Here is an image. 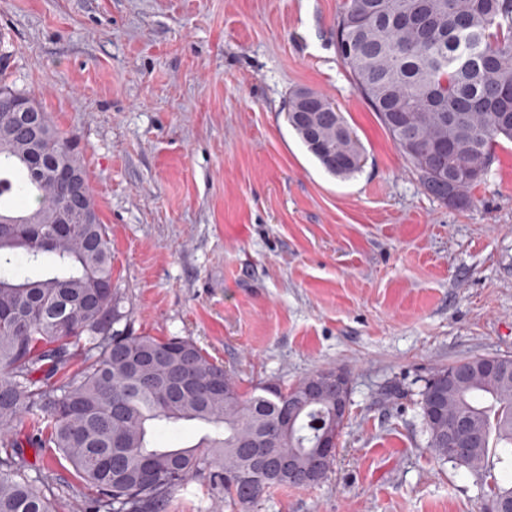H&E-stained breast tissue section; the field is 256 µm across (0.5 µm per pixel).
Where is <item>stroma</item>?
<instances>
[{"label": "stroma", "mask_w": 512, "mask_h": 512, "mask_svg": "<svg viewBox=\"0 0 512 512\" xmlns=\"http://www.w3.org/2000/svg\"><path fill=\"white\" fill-rule=\"evenodd\" d=\"M344 0H0V79L77 143L134 333L193 339L242 387L350 380L333 471L254 512H486L435 458L436 368L512 356V142L474 202L427 194L336 49ZM298 88L365 153L328 174L286 120Z\"/></svg>", "instance_id": "1"}]
</instances>
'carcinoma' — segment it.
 Wrapping results in <instances>:
<instances>
[{
    "label": "carcinoma",
    "instance_id": "1",
    "mask_svg": "<svg viewBox=\"0 0 512 512\" xmlns=\"http://www.w3.org/2000/svg\"><path fill=\"white\" fill-rule=\"evenodd\" d=\"M357 17L363 23H349ZM336 46L423 189L452 207L472 205L496 147L512 142V0H345ZM320 98L316 144L290 115L288 124L326 171L348 178L362 168L361 145ZM43 118L42 155L56 169H83L74 144ZM47 172L0 135V217L14 220L0 223V512H56L60 500L87 512H167L207 469L212 490L250 512L272 488L325 479L338 448L321 452L319 443L336 442L344 423L333 415L336 390L309 387L335 369L244 390L189 338L116 328L126 315L106 227L75 216L66 235L54 234L50 217L64 199ZM16 197L33 206L13 210ZM135 358L149 369L134 371ZM217 375L220 390L211 387ZM418 405L436 458L478 476L512 466L511 355L437 368ZM26 415L35 434L21 439L12 429ZM182 421L204 426L196 444L152 446ZM459 424L463 447L453 448L448 430ZM26 445L37 458L55 449L71 479L55 481L26 458Z\"/></svg>",
    "mask_w": 512,
    "mask_h": 512
}]
</instances>
